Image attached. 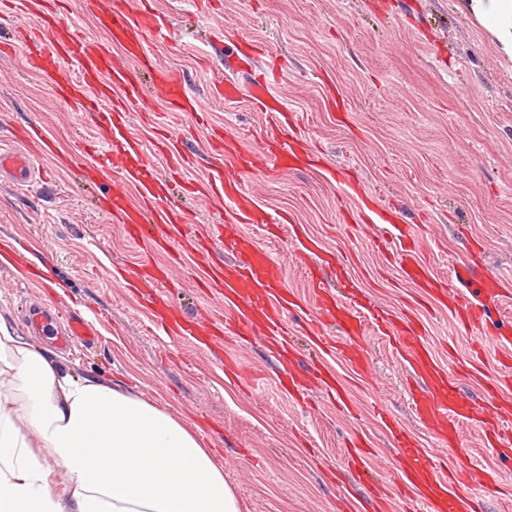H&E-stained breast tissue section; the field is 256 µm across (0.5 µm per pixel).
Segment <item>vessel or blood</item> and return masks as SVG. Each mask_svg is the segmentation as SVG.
<instances>
[{"label":"vessel or blood","mask_w":512,"mask_h":512,"mask_svg":"<svg viewBox=\"0 0 512 512\" xmlns=\"http://www.w3.org/2000/svg\"><path fill=\"white\" fill-rule=\"evenodd\" d=\"M32 21L19 43L29 69L47 79L56 95L73 105L75 111L92 114L96 136L92 141V154L100 172L120 174V181L98 198V208L109 214L114 223L123 225L127 236L134 241L150 242L152 250L162 251L171 258L170 263H182L195 256L200 248L193 225L187 221L178 206L168 202L165 190L169 181L180 179L187 192H195L196 183L188 179L191 161L177 149L168 130L170 118L192 114L194 106L182 86L180 77L170 69L154 64L147 49L148 42L167 40L170 32L160 15L150 8L146 0H103L98 22L106 29L119 51L111 46L97 44L81 35L59 32L53 25L61 11L59 0H21ZM75 71L73 79L62 76L64 68ZM147 71L153 90L163 98L164 112L155 114V133L150 142L134 138L130 131V116L141 108L140 71ZM279 78L276 60H268L264 69L254 76L247 90L256 107L269 118L263 148L238 153L237 138L225 134L223 127L207 129L211 152L217 156H235L234 164L212 171L207 183L208 191L224 200L231 210L234 223L262 224L266 217L242 183L246 171L271 172L296 164L317 161L318 156L306 139L298 137L282 121L283 109L274 92ZM232 80L224 82L225 100H235L241 92ZM21 141L35 145V152H20L0 146V175L17 186L29 184L36 176V155L52 156L56 153L54 140L40 127L28 126L17 131ZM149 152L164 158V174L157 175L133 167L131 156ZM134 184L138 198L129 201L125 184ZM365 220L380 242L386 243L392 265L402 282L415 286L420 300L448 309L457 326L470 334L484 338L498 333L500 325L491 317V310L507 299L500 275L476 273L470 263L453 265L451 277L456 287L436 278L423 261L417 238L407 227L387 223L381 211L367 205ZM298 251L305 260L310 287H320L314 274L323 259L319 244L312 239L291 233ZM232 259L227 266L210 269L200 279L199 287L208 293L223 297L238 323V336L249 339L265 336L280 347L288 345V322L298 302L289 298L282 286L281 268L266 252L249 240H230ZM170 264L144 260L134 271H113V279L129 277L148 278L156 289L163 311L153 314V321L162 328H170L179 309L171 296L168 282ZM317 315L309 317L306 328L316 347L325 344L323 324L333 321L340 327L343 338L338 350L358 376H368L370 365L364 354L363 337L374 330L401 351L416 375L417 387L410 393L416 417L435 435L440 446L456 440L462 426L476 427L485 447L502 446L503 424L507 407L499 401L500 392L512 386V373L502 372L489 378L484 391V403L464 397L449 379L425 339V328L410 314L391 319L375 309L364 306L354 296L320 300ZM28 326L37 332L55 330L60 342L72 347H85L95 342L96 333L82 318H72L63 328L53 326L49 312L30 310ZM320 380L324 395L335 401L341 409H349L350 402L344 388L328 367H320ZM371 450L361 438L350 443L349 464L354 479L370 482V469L366 459ZM498 470L466 463L440 471L429 459L415 460L404 467L399 475L400 493L416 491L417 501L425 512H478L486 494L499 485Z\"/></svg>","instance_id":"vessel-or-blood-1"}]
</instances>
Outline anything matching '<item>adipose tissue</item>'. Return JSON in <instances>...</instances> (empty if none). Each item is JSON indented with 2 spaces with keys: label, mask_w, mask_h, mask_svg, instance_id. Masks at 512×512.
<instances>
[{
  "label": "adipose tissue",
  "mask_w": 512,
  "mask_h": 512,
  "mask_svg": "<svg viewBox=\"0 0 512 512\" xmlns=\"http://www.w3.org/2000/svg\"><path fill=\"white\" fill-rule=\"evenodd\" d=\"M512 60V0H462ZM0 512H240L193 426L64 359L0 319ZM65 477L51 483L55 470Z\"/></svg>",
  "instance_id": "adipose-tissue-1"
}]
</instances>
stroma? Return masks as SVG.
Returning a JSON list of instances; mask_svg holds the SVG:
<instances>
[{
    "instance_id": "35a3bbf8",
    "label": "stroma",
    "mask_w": 512,
    "mask_h": 512,
    "mask_svg": "<svg viewBox=\"0 0 512 512\" xmlns=\"http://www.w3.org/2000/svg\"><path fill=\"white\" fill-rule=\"evenodd\" d=\"M459 0H152L165 18L170 40L154 49L158 62L176 71L196 99L203 123L171 122L182 146L197 159L189 176L206 181L209 146L204 124L238 135L258 148L266 117L248 98L225 104L212 87L224 79V46L215 32L248 37L261 47L250 58L260 68L264 52L284 61L278 87L283 109L324 158L320 170L299 168L271 174L247 172L242 180L271 218L268 226L238 225L282 265L283 285L315 313L305 267L274 221L291 216L324 247L347 258L349 280L378 308L396 315L414 310L426 336L458 389L474 400L482 383L501 372L512 356V304L500 316L506 337L479 351L476 336L458 329L447 311L414 304L415 290L399 283L382 245L363 228L362 203L344 193L352 176L398 223L420 229L421 256L433 273L448 279L457 261L475 260L479 270L512 277V63L495 51L485 29L458 8ZM40 124L70 163L39 160L42 181L23 193L0 182V238L28 255L35 279L0 264V317L20 335L30 334L25 310L51 307L58 319L71 315L95 322L94 348L61 349L75 375L95 376L132 389L199 429L224 469L242 512H340L348 485L346 444L362 435L372 446L368 464L386 492H394L401 462L428 451L433 463L455 461L460 448L501 471L512 486V457L485 448L478 430L463 427L462 446L439 447L419 423L409 400L411 371L391 345L364 339L370 375L355 377L336 355L326 361L357 408L348 416L317 389L300 402L278 388V360L264 341L235 337L198 343L153 325L147 296L111 279L113 267L136 266L145 251L127 240L121 225L97 212L94 184L78 180L93 158L83 143L95 127L88 116L57 99L46 81L28 69L20 51L0 55V139ZM206 237L209 261L186 260L173 271L175 299L185 318L207 311L230 316L223 298L201 294L195 282L209 263L230 253L215 225L230 213L215 198L174 195ZM31 335V334H30ZM481 353L483 373L460 364ZM241 360L253 380L225 376V355ZM384 405L415 439L396 447L375 408Z\"/></svg>"
}]
</instances>
